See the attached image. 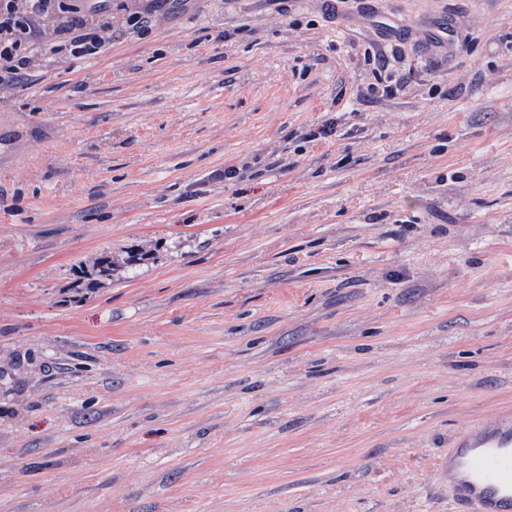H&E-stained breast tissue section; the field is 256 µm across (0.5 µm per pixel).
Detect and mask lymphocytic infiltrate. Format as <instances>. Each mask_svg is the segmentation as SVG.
Listing matches in <instances>:
<instances>
[{
	"instance_id": "f902f5d3",
	"label": "lymphocytic infiltrate",
	"mask_w": 512,
	"mask_h": 512,
	"mask_svg": "<svg viewBox=\"0 0 512 512\" xmlns=\"http://www.w3.org/2000/svg\"><path fill=\"white\" fill-rule=\"evenodd\" d=\"M107 0H0V89L20 82L36 61L104 52L112 29Z\"/></svg>"
}]
</instances>
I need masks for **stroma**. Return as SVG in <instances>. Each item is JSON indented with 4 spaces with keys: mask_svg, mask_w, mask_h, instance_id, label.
Masks as SVG:
<instances>
[{
    "mask_svg": "<svg viewBox=\"0 0 512 512\" xmlns=\"http://www.w3.org/2000/svg\"><path fill=\"white\" fill-rule=\"evenodd\" d=\"M129 4L0 97V512H461L451 437L512 414V0ZM155 1L149 4L145 9L136 7L129 13L126 18V24L133 30L140 33L145 32L151 25V15L154 11L166 5L168 0H152Z\"/></svg>",
    "mask_w": 512,
    "mask_h": 512,
    "instance_id": "1",
    "label": "stroma"
}]
</instances>
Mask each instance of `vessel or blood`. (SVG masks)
<instances>
[{
	"instance_id": "b4317fda",
	"label": "vessel or blood",
	"mask_w": 512,
	"mask_h": 512,
	"mask_svg": "<svg viewBox=\"0 0 512 512\" xmlns=\"http://www.w3.org/2000/svg\"><path fill=\"white\" fill-rule=\"evenodd\" d=\"M448 487L462 512H512V417L451 438Z\"/></svg>"
}]
</instances>
